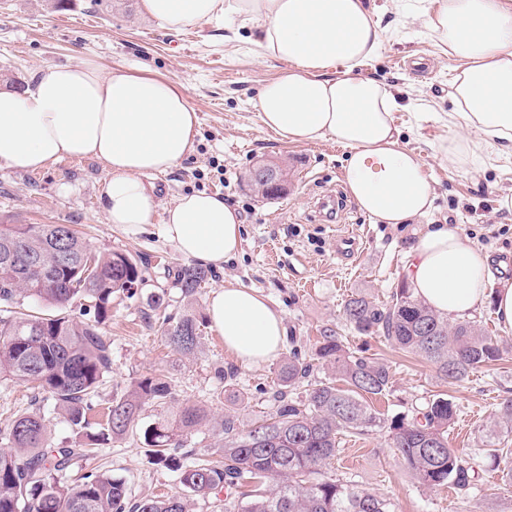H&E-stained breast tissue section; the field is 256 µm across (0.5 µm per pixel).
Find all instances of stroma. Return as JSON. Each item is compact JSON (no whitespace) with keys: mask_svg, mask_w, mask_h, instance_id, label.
I'll return each instance as SVG.
<instances>
[{"mask_svg":"<svg viewBox=\"0 0 512 512\" xmlns=\"http://www.w3.org/2000/svg\"><path fill=\"white\" fill-rule=\"evenodd\" d=\"M137 0H0V88L24 89L36 69L95 60L103 72L137 65L179 79L200 127L193 153L163 174L149 176L157 207L150 223L118 226L101 209L109 178L94 158H65L43 169L19 170L0 162V222L71 224L96 252H121L143 271L134 298L112 299L106 330L112 342V370L100 391L101 401L126 393L155 369L165 370L173 398L166 412L185 404L208 402L215 416L236 407L243 425L272 412L279 359L253 366L240 363L224 348L223 338L206 322L212 292L231 283L257 290L282 315L287 335L296 337L303 356H312L322 330L335 329L349 351L366 350L384 361L392 388L369 398L382 418L409 416L426 399L448 395L458 416L448 431L452 447L472 453L484 439L500 402L512 397V349L502 360L479 367L460 382L444 378L436 366L395 349L384 337L346 327L343 306L353 295L375 302L407 280L411 249L430 224H452L466 239L491 255L512 254V211L501 197L512 193V155L483 154L480 163L449 165L438 151L456 131L448 100L454 75L435 38L416 17L419 0H366L385 29L381 47L363 75L389 85L398 106L392 114L400 143L418 154L435 193L432 210L408 225L378 224L347 198L344 162L347 151L334 139L288 143L264 127L258 117L260 86L277 78L282 61L264 56L249 30L228 40L213 25L168 31L142 16ZM273 162L288 172L283 194L267 199L247 181L257 162ZM219 194L243 219L238 253L223 269H212L194 302H186L177 282L185 265L161 234L165 211L193 192ZM345 196L343 218L323 219L314 208L317 196ZM356 238L361 250L345 260L336 255V237ZM164 297L150 307V295ZM193 311L202 320L200 351L188 359L168 346L161 334L164 319ZM233 369L237 404L209 401L219 387L218 370ZM40 407L50 418V442L73 444L75 435L51 401L34 397L27 386L0 379V428L16 414ZM337 472L391 499L397 512H512V492L498 488L500 473L486 467L476 489L463 494L449 487H421L394 455L387 430L343 434ZM103 469L125 480L133 499L179 488L176 473L148 464L139 434L104 446Z\"/></svg>","mask_w":512,"mask_h":512,"instance_id":"35a3bbf8","label":"stroma"}]
</instances>
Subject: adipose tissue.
I'll list each match as a JSON object with an SVG mask.
<instances>
[{"instance_id": "obj_1", "label": "adipose tissue", "mask_w": 512, "mask_h": 512, "mask_svg": "<svg viewBox=\"0 0 512 512\" xmlns=\"http://www.w3.org/2000/svg\"><path fill=\"white\" fill-rule=\"evenodd\" d=\"M141 15L173 32L227 16L257 31L264 55L286 62L257 95L262 124L282 140L333 138L348 151V191L374 221L409 224L431 208L423 162L399 144L389 86L361 76L382 27L365 0H138ZM422 18L456 73L448 96L459 131L441 144L449 164L486 151L512 154V0H427ZM199 121L184 85L141 67L102 72L94 60L43 67L25 90L0 88V161L38 170L65 157L102 160L109 223H149L156 209L144 178L193 151ZM164 237L183 256L216 269L240 249L242 219L220 195L195 192L167 209ZM490 253L459 228L431 224L407 272L415 296L436 311L469 317L486 298ZM212 327L240 362L259 365L282 350L284 320L257 292L227 285L207 303Z\"/></svg>"}]
</instances>
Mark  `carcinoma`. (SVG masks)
I'll return each mask as SVG.
<instances>
[{
	"instance_id": "carcinoma-1",
	"label": "carcinoma",
	"mask_w": 512,
	"mask_h": 512,
	"mask_svg": "<svg viewBox=\"0 0 512 512\" xmlns=\"http://www.w3.org/2000/svg\"><path fill=\"white\" fill-rule=\"evenodd\" d=\"M68 255L57 265L54 245ZM177 278L187 302L207 280L204 270L180 267ZM143 277L137 264L119 252L96 253L67 224L0 225V378L26 384L46 395L79 438V447H48L49 420L41 409L16 415L0 429V512H193L191 497L225 492L224 512H395V505L327 470L339 451L338 435L388 427L395 453L421 486L476 488L481 465L449 446L448 429L457 407L436 396L407 418L376 415L365 395L384 396L391 388L387 365L356 356L342 337L327 329L314 360L293 349L277 375L275 410L246 427L229 410L220 420L218 454L191 457L180 452L183 438L210 421L207 405L194 403L174 418H156L143 433L148 463L179 475L180 490L134 500L126 483L94 466L73 481L79 461L91 464L98 445L119 440L137 427L147 404H165L172 386L162 373L146 375L125 394L113 397L106 421L92 432L89 415L112 370V343L104 325L116 294L132 297ZM28 299L43 308L33 314L12 310ZM344 322L361 334H377L390 344L434 363L447 379L461 380L502 358L504 341L475 321L453 324L418 300L403 284L384 303L352 297ZM201 323L191 312L167 322V341L185 356L197 354ZM325 377L310 381L314 368ZM342 385H337V382ZM307 384L303 396H287ZM512 433V399L500 403L486 434L489 456L512 452L497 447Z\"/></svg>"
}]
</instances>
